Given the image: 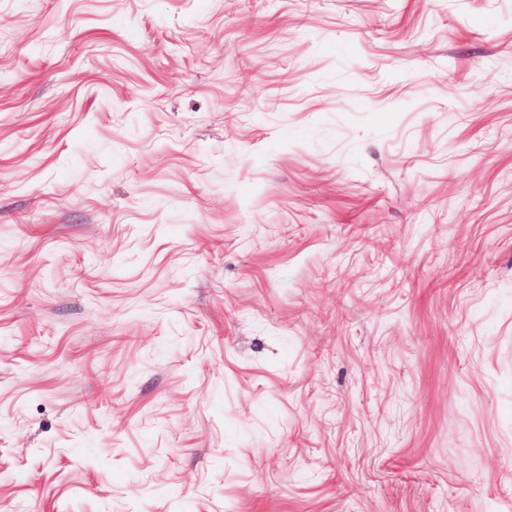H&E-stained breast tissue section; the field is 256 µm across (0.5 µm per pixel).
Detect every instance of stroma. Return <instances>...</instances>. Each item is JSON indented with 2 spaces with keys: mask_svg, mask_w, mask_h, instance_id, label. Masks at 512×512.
<instances>
[{
  "mask_svg": "<svg viewBox=\"0 0 512 512\" xmlns=\"http://www.w3.org/2000/svg\"><path fill=\"white\" fill-rule=\"evenodd\" d=\"M0 512H512V0H0Z\"/></svg>",
  "mask_w": 512,
  "mask_h": 512,
  "instance_id": "35a3bbf8",
  "label": "stroma"
}]
</instances>
